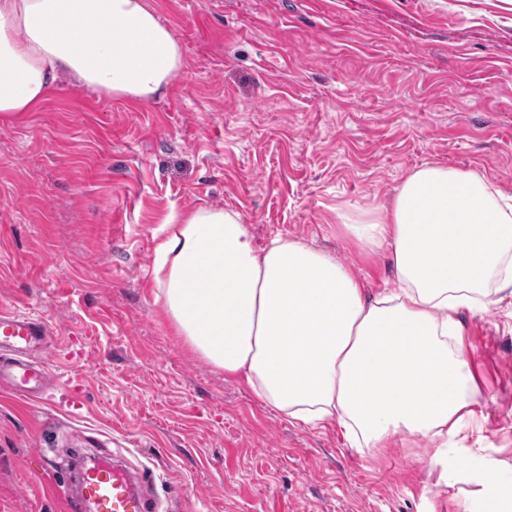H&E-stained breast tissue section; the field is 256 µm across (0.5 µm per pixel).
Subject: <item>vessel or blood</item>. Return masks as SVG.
Listing matches in <instances>:
<instances>
[{"label":"vessel or blood","instance_id":"1","mask_svg":"<svg viewBox=\"0 0 512 512\" xmlns=\"http://www.w3.org/2000/svg\"><path fill=\"white\" fill-rule=\"evenodd\" d=\"M53 330L40 319L0 312V352H11L9 363L0 365V384L29 397L45 393L48 376L33 352L45 349ZM74 512H153L149 497L130 473L118 466H93L79 477L72 499Z\"/></svg>","mask_w":512,"mask_h":512}]
</instances>
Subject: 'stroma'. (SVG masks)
Instances as JSON below:
<instances>
[{"label": "stroma", "instance_id": "1", "mask_svg": "<svg viewBox=\"0 0 512 512\" xmlns=\"http://www.w3.org/2000/svg\"><path fill=\"white\" fill-rule=\"evenodd\" d=\"M182 46L166 94L65 79L0 122V310L51 324L43 398L0 387V512H71L72 463L122 459L173 512H475L429 440L349 447L289 423L196 353L152 280L171 209L240 214L392 287L340 210L380 211L412 170L512 194V0H147ZM482 435L512 466V311L463 312Z\"/></svg>", "mask_w": 512, "mask_h": 512}]
</instances>
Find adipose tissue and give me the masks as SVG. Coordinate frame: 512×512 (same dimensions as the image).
<instances>
[{
	"instance_id": "obj_1",
	"label": "adipose tissue",
	"mask_w": 512,
	"mask_h": 512,
	"mask_svg": "<svg viewBox=\"0 0 512 512\" xmlns=\"http://www.w3.org/2000/svg\"><path fill=\"white\" fill-rule=\"evenodd\" d=\"M146 0H0V121L35 111L65 77L147 101L184 68ZM350 235L389 248L396 288L368 296L336 257L273 237L256 247L238 213L170 212L155 246L157 297L178 331L225 375L291 423L332 430L357 450L396 434L448 445L475 418L477 384L461 311L512 300V196L475 171L410 172L384 214H336ZM469 474L481 512H512V480Z\"/></svg>"
}]
</instances>
